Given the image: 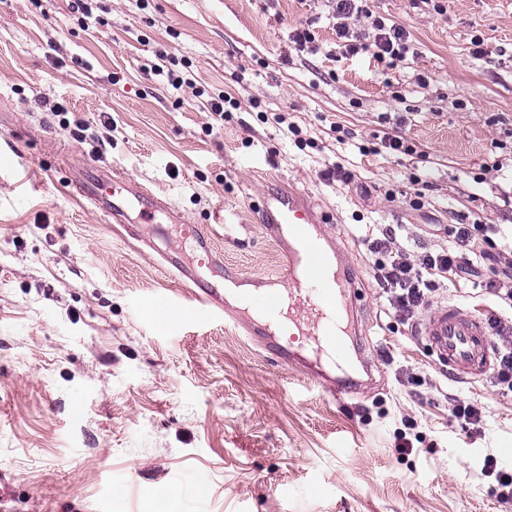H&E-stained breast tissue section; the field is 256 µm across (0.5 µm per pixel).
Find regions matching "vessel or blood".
Here are the masks:
<instances>
[{
  "instance_id": "obj_1",
  "label": "vessel or blood",
  "mask_w": 512,
  "mask_h": 512,
  "mask_svg": "<svg viewBox=\"0 0 512 512\" xmlns=\"http://www.w3.org/2000/svg\"><path fill=\"white\" fill-rule=\"evenodd\" d=\"M79 194L131 239L155 251L181 282L185 294L164 295L171 331L184 322L208 325L218 319L241 327L280 364L300 367L336 402L352 399L350 376L352 297L357 275L327 232L325 215L296 189L265 193L257 207L263 234L276 244L285 270L276 277L247 278L225 263L213 237L151 189L121 173L77 170ZM301 341H286L281 319ZM429 352L451 374L474 379L490 366L494 342L483 320L453 303L426 317L419 331Z\"/></svg>"
}]
</instances>
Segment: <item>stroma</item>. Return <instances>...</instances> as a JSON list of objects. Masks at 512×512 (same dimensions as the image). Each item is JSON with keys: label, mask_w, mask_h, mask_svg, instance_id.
Wrapping results in <instances>:
<instances>
[{"label": "stroma", "mask_w": 512, "mask_h": 512, "mask_svg": "<svg viewBox=\"0 0 512 512\" xmlns=\"http://www.w3.org/2000/svg\"><path fill=\"white\" fill-rule=\"evenodd\" d=\"M102 6L82 24L69 0H0L9 512H155L164 487L167 512H512L480 474L512 452V391L440 367L379 288L367 238L390 226L421 253L478 219L512 251V0H367L409 33L414 54L392 67L338 53L326 0ZM304 28L315 50L294 42ZM160 49L187 85L153 75ZM218 95L237 104L221 122L206 106ZM278 114L298 135L282 136ZM387 134L415 155L381 151ZM339 164L350 182L329 178ZM77 168L163 194L249 275L283 269L254 201L308 193L359 275L372 385L341 405L223 321L174 334L144 316L179 284L79 197ZM449 302L512 318L463 278L439 281L429 307ZM458 400L480 409V432L454 416ZM402 433L413 450L399 451Z\"/></svg>", "instance_id": "35a3bbf8"}]
</instances>
